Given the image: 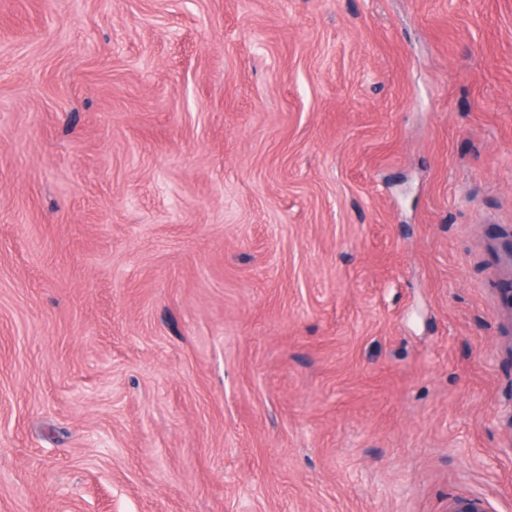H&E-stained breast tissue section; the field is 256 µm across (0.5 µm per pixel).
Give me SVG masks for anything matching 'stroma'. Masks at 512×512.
Segmentation results:
<instances>
[{
	"mask_svg": "<svg viewBox=\"0 0 512 512\" xmlns=\"http://www.w3.org/2000/svg\"><path fill=\"white\" fill-rule=\"evenodd\" d=\"M512 512V0H0V512Z\"/></svg>",
	"mask_w": 512,
	"mask_h": 512,
	"instance_id": "stroma-1",
	"label": "stroma"
}]
</instances>
